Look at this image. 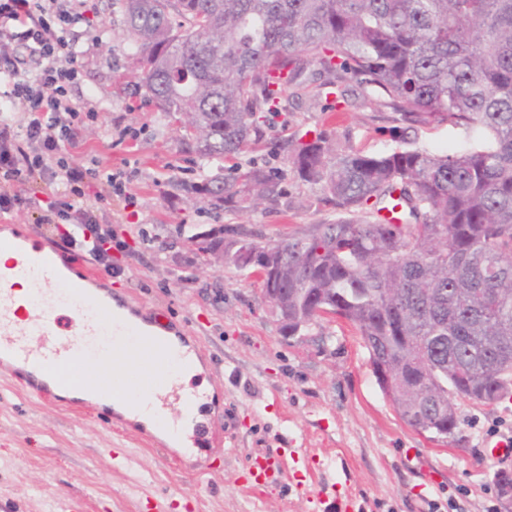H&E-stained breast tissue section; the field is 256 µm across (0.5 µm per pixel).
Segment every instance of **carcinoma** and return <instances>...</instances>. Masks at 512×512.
Instances as JSON below:
<instances>
[{
	"mask_svg": "<svg viewBox=\"0 0 512 512\" xmlns=\"http://www.w3.org/2000/svg\"><path fill=\"white\" fill-rule=\"evenodd\" d=\"M140 56L137 84L178 123L184 149L232 160L264 140L260 114L282 105L269 70L301 90L364 78L411 126L476 133L448 152L334 151L326 136L289 162L340 210L269 260L224 263L267 288L277 277L294 336L325 315L361 336L378 382L419 433L458 428L455 394L481 404L512 395V0H113ZM213 175L216 204L276 201L282 177L257 168Z\"/></svg>",
	"mask_w": 512,
	"mask_h": 512,
	"instance_id": "1",
	"label": "carcinoma"
}]
</instances>
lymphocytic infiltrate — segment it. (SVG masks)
I'll list each match as a JSON object with an SVG mask.
<instances>
[{"instance_id":"f902f5d3","label":"lymphocytic infiltrate","mask_w":512,"mask_h":512,"mask_svg":"<svg viewBox=\"0 0 512 512\" xmlns=\"http://www.w3.org/2000/svg\"><path fill=\"white\" fill-rule=\"evenodd\" d=\"M89 0H0V217L24 208L15 184L34 177L61 179L40 217L54 225L104 271L112 249H123L115 232L102 230L99 204H136L132 177L100 174L78 161L84 125L70 91L84 68L72 30L88 22Z\"/></svg>"}]
</instances>
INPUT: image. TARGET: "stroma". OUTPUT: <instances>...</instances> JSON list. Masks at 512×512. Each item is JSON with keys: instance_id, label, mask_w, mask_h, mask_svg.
Wrapping results in <instances>:
<instances>
[{"instance_id": "1", "label": "stroma", "mask_w": 512, "mask_h": 512, "mask_svg": "<svg viewBox=\"0 0 512 512\" xmlns=\"http://www.w3.org/2000/svg\"><path fill=\"white\" fill-rule=\"evenodd\" d=\"M93 27L73 28L85 56L83 78L71 92L97 119L82 129V160L109 173L139 170L134 213H111L128 252H113V287L170 322L190 323L210 367L214 397L202 405L211 470L167 454L117 422L106 403L56 396L30 397L22 377L0 371V503L7 512H325L319 494L345 501L346 512H428L431 500L456 495L459 512H485L486 487L512 472L511 459H492L491 428L512 435V397L482 406L458 400L454 437L431 440L396 413L383 395L360 336L342 321L319 322L285 335L256 277L224 264L201 233L223 230L278 241L336 220L337 208L319 186L300 180L283 146L326 133L335 150L390 148L444 151L468 141L450 125L409 128L398 111L380 104L370 86L351 81L347 100L318 84L287 91L277 116L265 120L261 146L242 154L243 167L285 172L286 193L249 208L219 207L195 192L223 161L183 151L177 126L157 110L135 81L138 57L112 0H92ZM137 137L116 144L117 127ZM29 208L14 224L31 240L57 241L39 221L49 185H17ZM283 458L282 472L263 486L243 481L252 453Z\"/></svg>"}]
</instances>
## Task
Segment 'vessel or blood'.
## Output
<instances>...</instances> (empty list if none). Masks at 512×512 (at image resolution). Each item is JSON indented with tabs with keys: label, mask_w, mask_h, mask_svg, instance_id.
I'll list each match as a JSON object with an SVG mask.
<instances>
[{
	"label": "vessel or blood",
	"mask_w": 512,
	"mask_h": 512,
	"mask_svg": "<svg viewBox=\"0 0 512 512\" xmlns=\"http://www.w3.org/2000/svg\"><path fill=\"white\" fill-rule=\"evenodd\" d=\"M0 253L9 256L0 265V367L27 372L30 395L43 398L57 386L88 391L132 414L156 401L193 411L201 396L185 391L179 377L204 360L195 340L153 334L152 319H135L127 297L96 289L98 272L85 273L80 283L70 281L52 243L29 244L0 233ZM19 279L31 285L22 296L14 288ZM91 354L131 360L132 369L120 377L102 375L91 387L63 375V368ZM154 428L179 448L200 449L206 441L201 424L188 439L168 423ZM277 469L271 455L258 454L251 457L248 474L259 484Z\"/></svg>",
	"instance_id": "vessel-or-blood-1"
}]
</instances>
